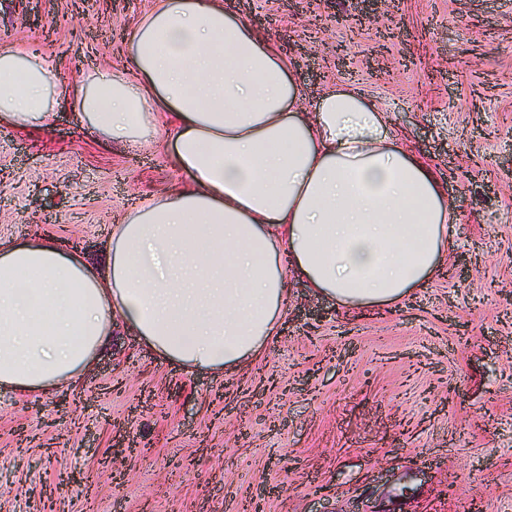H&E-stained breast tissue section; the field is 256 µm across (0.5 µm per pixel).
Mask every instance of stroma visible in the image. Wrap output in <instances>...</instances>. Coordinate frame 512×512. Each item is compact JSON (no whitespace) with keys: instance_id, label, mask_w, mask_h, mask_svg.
I'll use <instances>...</instances> for the list:
<instances>
[{"instance_id":"obj_1","label":"stroma","mask_w":512,"mask_h":512,"mask_svg":"<svg viewBox=\"0 0 512 512\" xmlns=\"http://www.w3.org/2000/svg\"><path fill=\"white\" fill-rule=\"evenodd\" d=\"M151 0H0V49L68 81L121 68ZM316 100L384 103L457 213L445 271L345 309L290 280L278 336L221 375L156 361L117 328L73 388L0 392V512H512V0H224ZM188 177L60 107L0 126V238L102 264L114 224ZM124 451L115 454V443Z\"/></svg>"}]
</instances>
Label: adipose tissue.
I'll list each match as a JSON object with an SVG mask.
<instances>
[{"label": "adipose tissue", "instance_id": "obj_1", "mask_svg": "<svg viewBox=\"0 0 512 512\" xmlns=\"http://www.w3.org/2000/svg\"><path fill=\"white\" fill-rule=\"evenodd\" d=\"M124 54L70 85L39 51H0V125L48 127L68 101L108 140L170 148L189 178L113 225L99 268L51 238L0 239V391L75 385L119 324L159 361L239 369L276 335L290 273L367 308L440 272L455 216L376 102L333 85L306 107L224 0H152Z\"/></svg>", "mask_w": 512, "mask_h": 512}]
</instances>
